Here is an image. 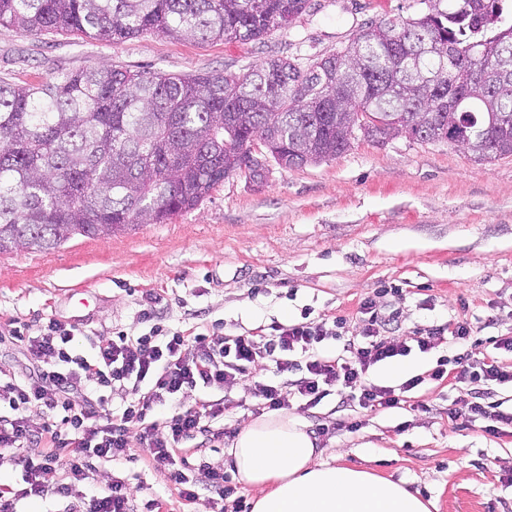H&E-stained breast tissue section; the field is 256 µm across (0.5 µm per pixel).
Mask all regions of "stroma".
I'll return each mask as SVG.
<instances>
[{
    "instance_id": "stroma-1",
    "label": "stroma",
    "mask_w": 512,
    "mask_h": 512,
    "mask_svg": "<svg viewBox=\"0 0 512 512\" xmlns=\"http://www.w3.org/2000/svg\"><path fill=\"white\" fill-rule=\"evenodd\" d=\"M426 10L424 0H311L292 25L248 43H185L150 32L116 46L1 26L0 81H42L102 65L241 76L274 57L304 68L345 47L366 23ZM381 288L397 291V335L465 320L479 330L468 344L479 355L491 351V338L512 336V157L479 163L447 143H377L359 134L346 152L317 164L285 169L272 162L261 181L230 175L164 224L76 236L49 251L1 253L0 366L19 372L29 365L24 344L5 327L10 319H54L87 336L141 335L155 324L232 336L341 319V338L319 347L337 356L356 330L359 301ZM152 295L158 302L151 306ZM457 353L446 342L412 350L423 382L406 392L404 406L363 409L335 393L313 408L292 404L290 412L307 428L328 426L316 443L322 460L404 481L435 501V512H512V432L489 434L470 418L469 385L429 377L438 360ZM287 379L267 361L225 390L216 422L223 437L185 452L194 498L181 497L142 447L135 460L98 465L82 495L117 477L137 512L151 500L161 512H234L235 499L250 502L251 492L224 449L259 416L256 385ZM216 468L233 497L218 500L210 489L208 472Z\"/></svg>"
}]
</instances>
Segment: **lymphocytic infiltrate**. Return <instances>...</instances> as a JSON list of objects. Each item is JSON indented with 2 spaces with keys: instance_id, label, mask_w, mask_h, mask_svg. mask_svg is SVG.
Masks as SVG:
<instances>
[{
  "instance_id": "f902f5d3",
  "label": "lymphocytic infiltrate",
  "mask_w": 512,
  "mask_h": 512,
  "mask_svg": "<svg viewBox=\"0 0 512 512\" xmlns=\"http://www.w3.org/2000/svg\"><path fill=\"white\" fill-rule=\"evenodd\" d=\"M385 296L381 290L361 302L359 343L350 360L319 353L331 331L313 321L279 324L270 335L221 338L160 326L139 336L120 331L93 338L89 357L75 351L81 334L77 326L51 319L14 327L12 334L25 345L32 368L22 379L0 369V391L7 392L10 409L9 415H0V450H14L13 462L22 467L25 486L15 498L0 497V512H18V501L30 497L72 496L97 464L134 459L136 441L149 448L150 464L167 472L181 496L193 498L187 475L176 466V445L210 433L224 406L204 400L196 409L180 410L173 406L176 397L198 387H232L237 377L266 360L277 371L299 374L287 386L258 385L264 407L271 410L288 407L294 399L312 407L334 390L350 392L362 408L398 407L401 392L420 385L421 377L396 390L367 383V371L415 348L432 350L444 338L461 349L458 381L486 387L512 384V370L499 358L512 352V336L494 338L492 352L478 359L465 351L473 329L464 321L425 328L408 339L396 336L389 329L396 315L389 312ZM114 390L129 395L116 412L107 398ZM33 408L41 413V423L31 422L28 412ZM157 408L170 409V416L149 419Z\"/></svg>"
}]
</instances>
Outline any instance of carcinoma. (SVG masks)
Returning a JSON list of instances; mask_svg holds the SVG:
<instances>
[{
  "mask_svg": "<svg viewBox=\"0 0 512 512\" xmlns=\"http://www.w3.org/2000/svg\"><path fill=\"white\" fill-rule=\"evenodd\" d=\"M310 0H0V26L120 44L148 32L251 42ZM396 40L354 37L301 69L271 58L243 76L99 66L0 83V252L164 224L224 178L263 179L347 151L355 132L450 143L477 162L512 156V0H427ZM430 45L419 69L406 48ZM491 69L484 85L476 69Z\"/></svg>",
  "mask_w": 512,
  "mask_h": 512,
  "instance_id": "carcinoma-1",
  "label": "carcinoma"
}]
</instances>
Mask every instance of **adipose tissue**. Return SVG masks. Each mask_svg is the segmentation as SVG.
<instances>
[{"mask_svg":"<svg viewBox=\"0 0 512 512\" xmlns=\"http://www.w3.org/2000/svg\"><path fill=\"white\" fill-rule=\"evenodd\" d=\"M227 454L253 492L252 512H430L402 483L318 461L305 424L284 409L246 422Z\"/></svg>","mask_w":512,"mask_h":512,"instance_id":"1","label":"adipose tissue"}]
</instances>
